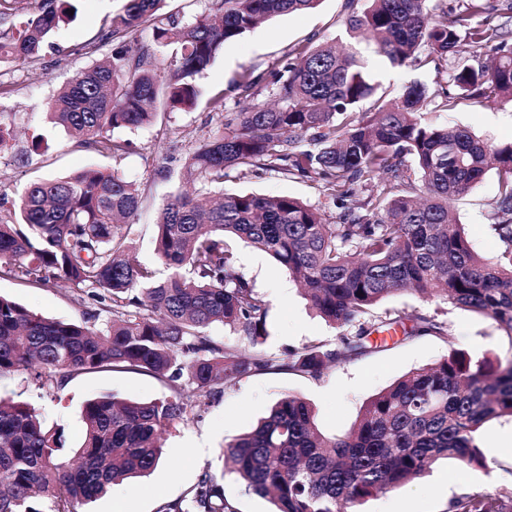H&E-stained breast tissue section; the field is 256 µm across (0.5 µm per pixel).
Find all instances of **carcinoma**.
<instances>
[{"instance_id":"cac0c4a2","label":"carcinoma","mask_w":512,"mask_h":512,"mask_svg":"<svg viewBox=\"0 0 512 512\" xmlns=\"http://www.w3.org/2000/svg\"><path fill=\"white\" fill-rule=\"evenodd\" d=\"M321 0H208V13L181 25L160 19L166 0H126L98 36L80 47L115 45L111 59L86 67L47 104L54 123L78 145L120 157L129 142L118 129L153 123L159 108H195L200 100L222 127L189 154L185 169L198 185L162 205L158 256L170 270L127 257L145 189L102 169L31 183L11 210H0V277L40 283L46 274L85 291L110 314L100 328L37 315L0 296V376L29 372L40 386L61 385L73 372L132 370L166 379L169 399L134 402L102 395L82 408L83 441L61 461L62 433L24 402L0 399V512H76L112 486L144 477L163 459L162 433L193 419L189 386L217 396L242 378L286 369L317 377L336 364L379 348L371 335L398 327L404 339L445 337L433 317L403 309L372 315L390 295L437 290L455 307L493 319L512 345V143L495 146L462 127L427 123L432 103L448 110L459 99L512 101V30L481 20L489 0H368L347 18L353 39L372 42L392 67L431 65L467 44L492 54V64L453 75L457 94L433 95L419 80L386 102L378 83L350 51L300 45L263 72L244 70L229 93L207 98L196 85L224 46L265 20L298 15ZM68 0H38L19 18L18 0H0V63L35 67ZM152 26V41L135 31ZM172 46L165 57L163 49ZM267 93L269 107L255 100ZM372 100L368 112L360 102ZM497 163L495 225L503 250L492 263L479 256L464 228L449 217ZM260 171L311 178L326 211L293 196L226 194L211 189L230 175ZM417 173L420 182L412 179ZM376 173L386 175L370 183ZM228 235L260 249L304 287L317 316L336 329L355 328L334 347L311 342L283 362L262 345L268 308L224 243ZM222 324L249 351L206 335ZM512 417V358L492 363L450 347L435 364L412 371L365 403L352 430L329 437L313 406L281 397L249 432L226 445L224 461L245 490L271 499L272 512H359L377 493L394 491L440 460L483 469L480 429ZM162 512H237L206 469L185 498ZM452 512H512V490L466 492Z\"/></svg>"}]
</instances>
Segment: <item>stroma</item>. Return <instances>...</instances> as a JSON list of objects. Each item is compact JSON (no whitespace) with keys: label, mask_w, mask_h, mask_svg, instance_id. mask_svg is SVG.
Segmentation results:
<instances>
[{"label":"stroma","mask_w":512,"mask_h":512,"mask_svg":"<svg viewBox=\"0 0 512 512\" xmlns=\"http://www.w3.org/2000/svg\"><path fill=\"white\" fill-rule=\"evenodd\" d=\"M74 17L60 24L52 42L44 47L36 73L26 75L11 64L0 65V82L13 84L12 95L0 99V123L11 128L14 138L9 150L0 153V196L17 200L31 182L79 173L88 168L117 172L145 187L147 198L135 218L132 255L142 264L166 276L155 251L154 224L158 210L171 196L187 190L182 180L183 166L190 151L215 127L216 117L204 107L165 112L149 126L122 131L131 148L119 158L105 157L79 146L66 132L53 126L46 115L48 98L73 79L92 61L112 56L110 44H100L93 56L75 55V45L95 38L124 0H72ZM346 0H321L318 8L304 15H282L248 32L225 46L214 62L197 79L203 92L227 87L239 72L264 69L293 47L312 43L349 42L345 20ZM357 51L375 75L378 92L385 99L395 98L413 80L431 89L450 90V72L463 65H480V58L464 52L449 59L443 73L412 67H390L377 53L374 44H357ZM425 121L462 126L503 146L512 143V102L459 101L448 111L424 107ZM225 193L253 192L266 195L288 194L313 204L323 199L311 181L286 178L268 172L251 180L227 179ZM497 173L489 171L467 194L452 204V215L463 224L474 249L493 260L502 243L494 229ZM226 247L233 252L243 275L266 301L269 312L265 350L278 358L289 351L320 340L336 344L340 332L316 317L293 283L288 271L268 255L240 240L229 237ZM288 291L276 293L278 282ZM0 295L11 298L29 310L64 321L81 322L95 318L105 324L106 312L74 286L53 278L43 286L18 279L0 277ZM403 308L414 315L436 318L448 329L447 339L420 336L411 340L401 334L387 337L381 351L341 363L318 377L300 376L285 371L252 375L240 380L215 397L199 400L194 419L175 424L165 434V459L148 476L117 485L126 512H161L170 501L182 498L199 479L204 468L223 473L225 497L238 512H271L269 499L248 493L239 476L224 471L222 455L227 443L247 432L268 408L282 396L292 394L309 401L317 414L319 429L326 435L349 432L362 406L374 395L414 369L433 364L455 346L472 356L490 360L512 357V342L488 317L455 308L442 298H422L404 293L392 296L374 310ZM103 394L120 399L149 402L171 397L167 381L131 370L75 373L61 386L40 387L30 374L15 373L0 378V397L24 401L34 406L48 423L64 430V446L73 450L83 437L81 409L86 400ZM486 458L483 469H471L454 460L439 462L425 478L397 491L369 497L360 512H450L452 501L461 493H496L512 488V418L501 417L487 424L480 437Z\"/></svg>","instance_id":"obj_1"}]
</instances>
